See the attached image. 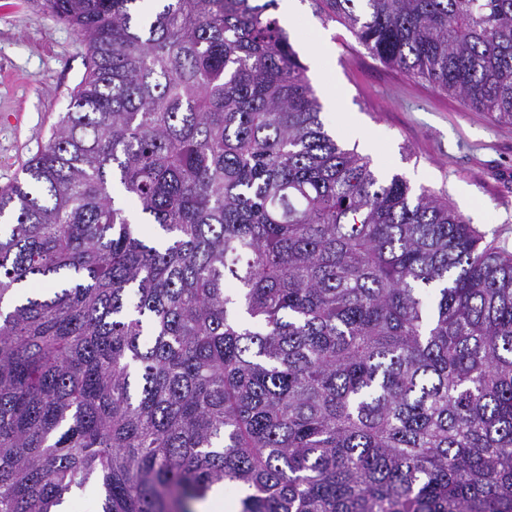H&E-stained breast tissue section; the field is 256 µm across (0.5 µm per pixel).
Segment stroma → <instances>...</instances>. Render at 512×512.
I'll return each instance as SVG.
<instances>
[{
  "mask_svg": "<svg viewBox=\"0 0 512 512\" xmlns=\"http://www.w3.org/2000/svg\"><path fill=\"white\" fill-rule=\"evenodd\" d=\"M275 16L337 141L379 176L441 195L484 243L512 254V124L382 64L311 0H278ZM87 63L85 42L41 0H0V189L48 142Z\"/></svg>",
  "mask_w": 512,
  "mask_h": 512,
  "instance_id": "35a3bbf8",
  "label": "stroma"
}]
</instances>
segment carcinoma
Here are the masks:
<instances>
[{"instance_id": "cac0c4a2", "label": "carcinoma", "mask_w": 512, "mask_h": 512, "mask_svg": "<svg viewBox=\"0 0 512 512\" xmlns=\"http://www.w3.org/2000/svg\"><path fill=\"white\" fill-rule=\"evenodd\" d=\"M141 2L42 0L89 62L0 191V512H512V256L325 130L278 0ZM311 2L512 123V0ZM224 492H223V488ZM219 487H214V489L210 492V494L207 497V500L197 505V511L200 512H223L224 510L226 512H232L237 511L233 510L232 504H224V500H228L227 497L235 498L237 496L236 488L233 485H226Z\"/></svg>"}]
</instances>
